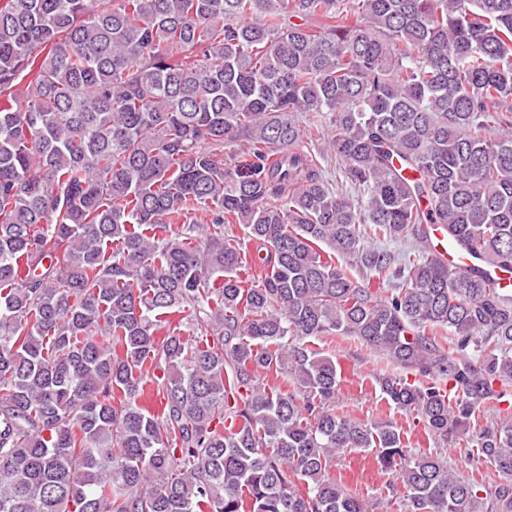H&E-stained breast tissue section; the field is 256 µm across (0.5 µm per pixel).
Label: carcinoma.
I'll return each mask as SVG.
<instances>
[{"mask_svg": "<svg viewBox=\"0 0 512 512\" xmlns=\"http://www.w3.org/2000/svg\"><path fill=\"white\" fill-rule=\"evenodd\" d=\"M510 114L512 0H0V512H374L369 448L404 512H512ZM323 336L499 481L338 407ZM438 225H429V249L442 260L449 263L457 272L462 274L468 273L471 262L448 242V234ZM337 479L353 493L370 502H389L388 512H403L402 491L392 475L381 471L375 451L355 452L343 457L333 469Z\"/></svg>", "mask_w": 512, "mask_h": 512, "instance_id": "carcinoma-1", "label": "carcinoma"}]
</instances>
